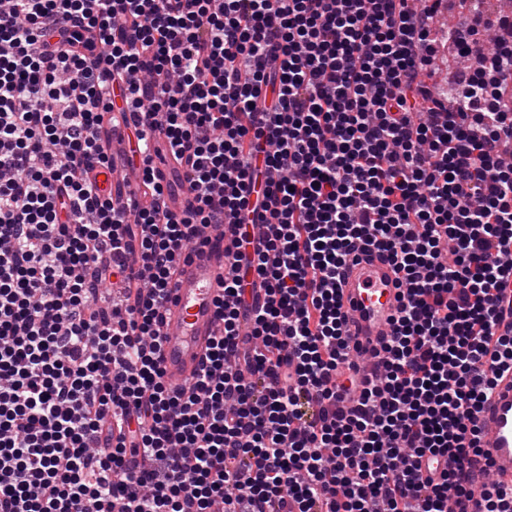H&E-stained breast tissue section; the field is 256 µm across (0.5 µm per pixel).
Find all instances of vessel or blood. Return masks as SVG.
Returning <instances> with one entry per match:
<instances>
[{
	"label": "vessel or blood",
	"instance_id": "1",
	"mask_svg": "<svg viewBox=\"0 0 512 512\" xmlns=\"http://www.w3.org/2000/svg\"><path fill=\"white\" fill-rule=\"evenodd\" d=\"M154 172L170 188L168 206L183 216L195 204L184 173L170 157L161 137L147 139ZM236 250L231 231L212 225L193 228V242L179 267L164 307L161 327V367L168 383L180 388L201 372L219 321L216 305L224 297V283L233 276ZM339 281L344 330L350 345L360 347L362 365L356 376L365 381L376 372L392 322L400 305V290L392 267L381 259H347ZM481 431V458L489 464L495 484L512 490V372L503 374L477 415Z\"/></svg>",
	"mask_w": 512,
	"mask_h": 512
}]
</instances>
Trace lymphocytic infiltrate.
Segmentation results:
<instances>
[{"mask_svg":"<svg viewBox=\"0 0 512 512\" xmlns=\"http://www.w3.org/2000/svg\"><path fill=\"white\" fill-rule=\"evenodd\" d=\"M440 4L0 0V512H512L475 423L512 371V19L487 21L489 50L449 37L472 66L447 102ZM118 108L146 198L129 215L92 178ZM153 135L195 195L182 217ZM226 223L236 274L175 392L164 304L192 225ZM363 240L402 304L382 384L340 408L336 283Z\"/></svg>","mask_w":512,"mask_h":512,"instance_id":"1","label":"lymphocytic infiltrate"}]
</instances>
